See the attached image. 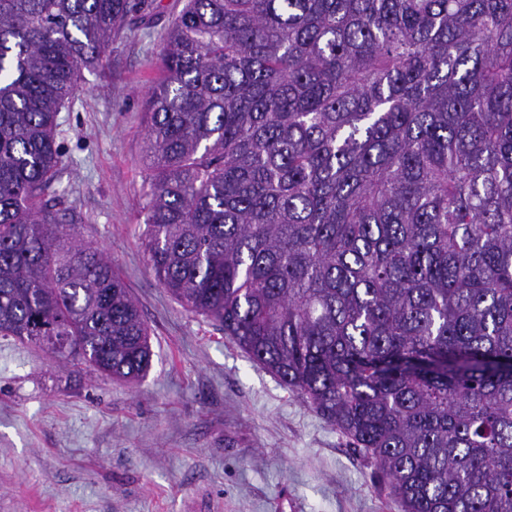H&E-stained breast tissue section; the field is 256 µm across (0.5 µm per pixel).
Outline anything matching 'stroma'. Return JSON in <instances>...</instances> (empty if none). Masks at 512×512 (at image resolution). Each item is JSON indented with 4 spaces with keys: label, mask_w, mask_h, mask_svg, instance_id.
<instances>
[{
    "label": "stroma",
    "mask_w": 512,
    "mask_h": 512,
    "mask_svg": "<svg viewBox=\"0 0 512 512\" xmlns=\"http://www.w3.org/2000/svg\"><path fill=\"white\" fill-rule=\"evenodd\" d=\"M155 3L60 112L55 184L130 288L151 366L92 377L0 336V512H400L373 463L148 265L143 112L185 0Z\"/></svg>",
    "instance_id": "35a3bbf8"
}]
</instances>
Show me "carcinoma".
<instances>
[{
  "instance_id": "cac0c4a2",
  "label": "carcinoma",
  "mask_w": 512,
  "mask_h": 512,
  "mask_svg": "<svg viewBox=\"0 0 512 512\" xmlns=\"http://www.w3.org/2000/svg\"><path fill=\"white\" fill-rule=\"evenodd\" d=\"M137 6L0 0V336L126 381L147 326L52 187L58 115ZM162 65L157 281L401 512H512V0H186Z\"/></svg>"
}]
</instances>
